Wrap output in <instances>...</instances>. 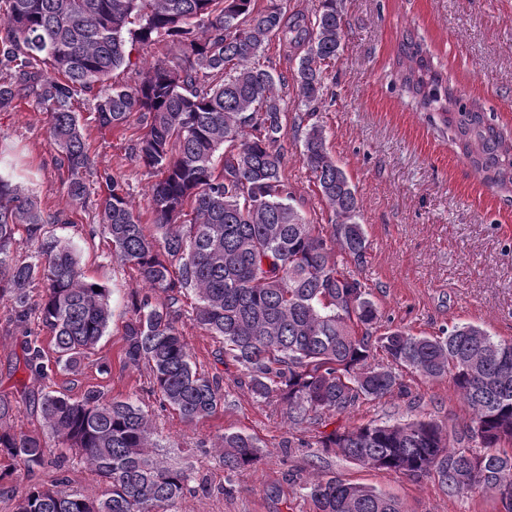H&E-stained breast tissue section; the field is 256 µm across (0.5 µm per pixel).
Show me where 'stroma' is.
<instances>
[{"mask_svg": "<svg viewBox=\"0 0 512 512\" xmlns=\"http://www.w3.org/2000/svg\"><path fill=\"white\" fill-rule=\"evenodd\" d=\"M345 51L325 74L331 99L313 117L324 126L328 150L357 189L360 222L367 239L362 264L353 270L379 311L378 332L401 328L436 336L470 323L500 340L512 341V191L486 186L452 140L447 128L417 109L391 77L396 38L408 29L421 38L463 100H478L497 124L512 133V0H343ZM49 117L33 97L0 112V142L17 161L18 180L44 214L72 212L70 224L54 225L73 240L89 277L111 293L112 319L106 335L78 373L53 371L41 378L24 367L22 329L6 321L0 306V397L14 405L10 425L41 431L39 412L23 389L43 387L78 398L94 387L107 396L137 399L147 412L168 464L189 466L208 491L185 493L177 512H312L295 484L313 474L339 476L398 499L405 512H502L496 492L451 497L433 479L360 465L340 454L316 459L312 446L321 426L292 427L278 399L256 400L242 370L223 364L222 345L195 321V299L183 297L177 326L198 371L223 379L224 404L195 424L163 409L152 392L148 366L122 363L123 328L132 294L148 290L137 273L113 262L94 220L103 187L96 172L120 168L143 224H151L147 197L153 175L136 163L132 148L142 130L137 121L119 130L88 124L93 170L85 180L84 206H71L62 184L66 168L47 133ZM284 175L297 206L317 224L329 212L300 159L302 145L286 138ZM109 372H100V364ZM400 392L358 403L332 417L330 427L415 417L463 429L471 411L451 378L422 379L396 367ZM227 431L257 437V468L226 473L212 443Z\"/></svg>", "mask_w": 512, "mask_h": 512, "instance_id": "obj_1", "label": "stroma"}]
</instances>
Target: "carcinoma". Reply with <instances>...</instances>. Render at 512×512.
<instances>
[{
	"label": "carcinoma",
	"mask_w": 512,
	"mask_h": 512,
	"mask_svg": "<svg viewBox=\"0 0 512 512\" xmlns=\"http://www.w3.org/2000/svg\"><path fill=\"white\" fill-rule=\"evenodd\" d=\"M258 2L0 0V112L32 96L50 115L49 137L70 174L66 195L81 205L83 172L94 161L79 97L91 96L101 128L120 129L134 115L143 126L132 157L157 177L149 188L157 235L145 234L117 169L97 172L107 192L96 218L111 257L164 295L162 302L131 298L123 332L124 362L151 365L161 406L193 423L224 403L222 378L193 367L177 327V304L192 293L195 320L221 340L224 361L246 372L255 397H279L297 427L323 424L401 386L395 372L369 363L375 350L424 379L451 377L472 411L468 428L449 431L421 418L370 423L325 433L319 447L416 480L433 477L450 496L493 490L512 512V342L468 323L444 336L396 328L374 339L378 309L348 267L366 249L357 191L330 155L324 128L307 123L325 103L324 66L344 52L342 0H318L313 13L292 15L283 0ZM130 39L146 48L170 43L179 57L142 71L133 85L111 84L110 74L130 64ZM274 39L302 49L289 79L259 62ZM394 66L420 110L453 132L483 182L512 186V134L478 102L455 96L429 49L406 30ZM290 86L304 108L294 136L330 211L327 235L296 206L283 175ZM69 223L65 212L46 216L21 194L12 164L0 158V300L10 324L34 320L52 336L51 363L38 338L25 342V367L43 378L55 368L77 371L111 321L108 289L86 274L71 240L46 228ZM23 241L35 251L20 260L14 252ZM38 286L46 294L35 304ZM38 404L43 431L17 432L7 426L13 405L0 398V482L76 461L103 490L87 497L62 474L49 486L11 485L17 512H174L192 483L205 487L193 471L159 459L150 420L131 399L97 388L78 399L43 389ZM212 447L228 472L261 461L258 439L240 431ZM299 488L313 512H403L397 499L341 477L317 475Z\"/></svg>",
	"instance_id": "carcinoma-1"
}]
</instances>
